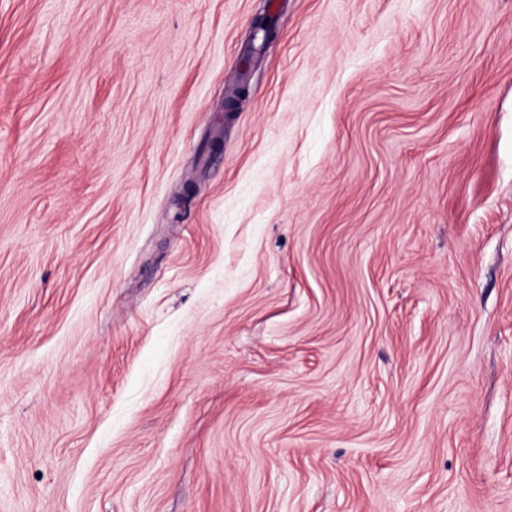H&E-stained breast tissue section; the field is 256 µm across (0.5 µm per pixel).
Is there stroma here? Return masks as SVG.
<instances>
[{
  "mask_svg": "<svg viewBox=\"0 0 512 512\" xmlns=\"http://www.w3.org/2000/svg\"><path fill=\"white\" fill-rule=\"evenodd\" d=\"M0 512H512V0H0ZM250 67V58L246 56L240 63V70L233 95L224 100V112H236L248 95L247 74Z\"/></svg>",
  "mask_w": 512,
  "mask_h": 512,
  "instance_id": "35a3bbf8",
  "label": "stroma"
}]
</instances>
